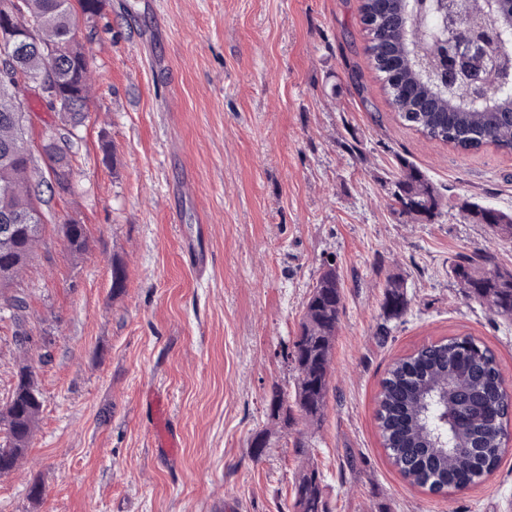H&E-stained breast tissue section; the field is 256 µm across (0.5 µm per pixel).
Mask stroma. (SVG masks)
<instances>
[{"label": "stroma", "mask_w": 512, "mask_h": 512, "mask_svg": "<svg viewBox=\"0 0 512 512\" xmlns=\"http://www.w3.org/2000/svg\"><path fill=\"white\" fill-rule=\"evenodd\" d=\"M361 4L102 0L76 14L93 67L71 191L49 202L19 276L26 309L0 300V406L22 364L42 401L0 475V512H293L310 467L331 512H512V437L484 482L442 494L405 480L382 445L380 383L422 345L473 337L512 388V317L450 272L480 248L512 269V236L462 211L512 214V150L461 151L404 125ZM406 163L439 197L433 218L396 199ZM70 219L88 228L79 255ZM330 269L342 308L323 416L286 426L271 399L294 396L289 354ZM393 279L407 307L389 321ZM155 395L173 458L155 442Z\"/></svg>", "instance_id": "obj_1"}]
</instances>
